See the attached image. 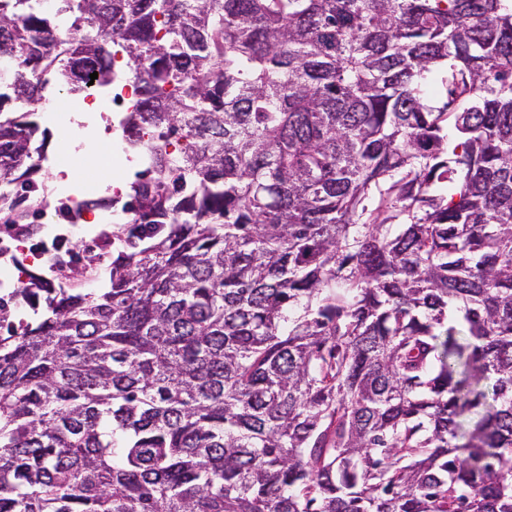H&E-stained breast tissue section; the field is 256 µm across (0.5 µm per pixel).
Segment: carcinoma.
Instances as JSON below:
<instances>
[{
  "label": "carcinoma",
  "mask_w": 512,
  "mask_h": 512,
  "mask_svg": "<svg viewBox=\"0 0 512 512\" xmlns=\"http://www.w3.org/2000/svg\"><path fill=\"white\" fill-rule=\"evenodd\" d=\"M1 59L0 231L52 86L143 169L0 300V512H512V0H0Z\"/></svg>",
  "instance_id": "1"
}]
</instances>
